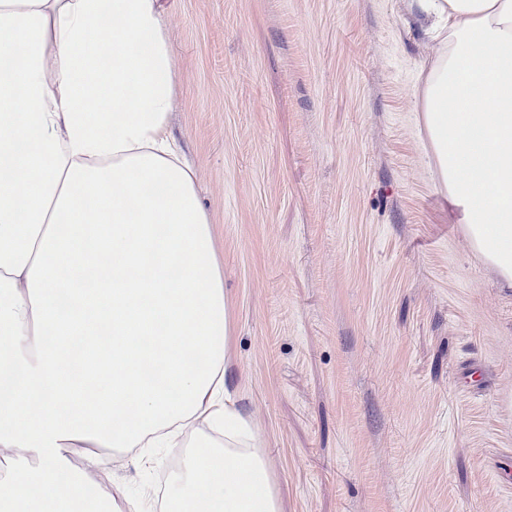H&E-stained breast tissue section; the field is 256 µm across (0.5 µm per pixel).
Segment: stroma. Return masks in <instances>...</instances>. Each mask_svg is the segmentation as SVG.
I'll return each mask as SVG.
<instances>
[{"label":"stroma","instance_id":"obj_1","mask_svg":"<svg viewBox=\"0 0 512 512\" xmlns=\"http://www.w3.org/2000/svg\"><path fill=\"white\" fill-rule=\"evenodd\" d=\"M169 132L224 281L226 362L282 512H512V284L437 190L411 0H160ZM110 448L67 465L161 497Z\"/></svg>","mask_w":512,"mask_h":512}]
</instances>
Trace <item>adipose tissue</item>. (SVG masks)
Here are the masks:
<instances>
[{"label": "adipose tissue", "instance_id": "obj_1", "mask_svg": "<svg viewBox=\"0 0 512 512\" xmlns=\"http://www.w3.org/2000/svg\"><path fill=\"white\" fill-rule=\"evenodd\" d=\"M440 40L421 93L441 178L512 268V0H413ZM108 28L106 38L97 32ZM158 0H0V512L107 503L63 449L184 445L159 512H280L227 386L224 283L167 134Z\"/></svg>", "mask_w": 512, "mask_h": 512}]
</instances>
